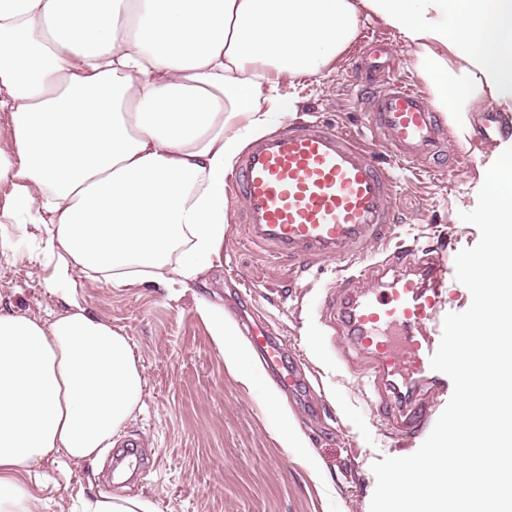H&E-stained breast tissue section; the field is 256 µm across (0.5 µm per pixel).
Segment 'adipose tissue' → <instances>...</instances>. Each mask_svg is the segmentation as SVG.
Returning <instances> with one entry per match:
<instances>
[{
	"mask_svg": "<svg viewBox=\"0 0 512 512\" xmlns=\"http://www.w3.org/2000/svg\"><path fill=\"white\" fill-rule=\"evenodd\" d=\"M417 50L444 115L512 104V0H0V223L29 224L63 307L0 296V512H41L48 459L105 458L143 394L127 337L67 284L185 285L220 261L226 178L290 114L285 77L320 76L365 22ZM197 313L252 381L219 309ZM77 512H159L148 497L78 494Z\"/></svg>",
	"mask_w": 512,
	"mask_h": 512,
	"instance_id": "ef3b65f1",
	"label": "adipose tissue"
}]
</instances>
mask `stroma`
<instances>
[{"label": "stroma", "instance_id": "1", "mask_svg": "<svg viewBox=\"0 0 512 512\" xmlns=\"http://www.w3.org/2000/svg\"><path fill=\"white\" fill-rule=\"evenodd\" d=\"M372 35L385 37L394 53L416 64L415 49L394 31L367 23L324 76L303 81L295 119L314 115L341 128H364L351 76ZM451 146L465 155L455 170L398 174L394 237L410 251L455 254L480 239L459 214L476 207L481 170L496 148L473 134L452 138ZM1 231L19 241L21 253L14 262L0 260V293L37 317L58 311L60 303L49 291L52 264L27 256L35 246L29 230L0 223ZM336 266L322 259L288 266L249 243L243 225L231 223L220 263L190 287L75 279L83 305L129 338L145 386L123 438L105 459L68 466L50 459L38 467L44 512H69L80 492L115 490L151 497L160 512H370L372 464L414 454L425 437L388 429L375 407L362 400L356 373L365 357L347 350L351 369L344 373L332 362L330 317L308 305L306 292L329 282ZM202 299L223 308L240 346L248 344L246 319L282 338L296 384L279 389L263 371L248 384L230 371L196 312ZM271 394L306 437L307 452L283 446L279 421L266 404Z\"/></svg>", "mask_w": 512, "mask_h": 512}]
</instances>
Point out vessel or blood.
<instances>
[{
	"label": "vessel or blood",
	"instance_id": "obj_1",
	"mask_svg": "<svg viewBox=\"0 0 512 512\" xmlns=\"http://www.w3.org/2000/svg\"><path fill=\"white\" fill-rule=\"evenodd\" d=\"M355 72V96L367 105L369 140L312 118L278 128L254 141L233 174L229 192L239 201L236 219L249 240L274 256L297 262L314 257L338 261L337 282L383 228L395 221L396 169L428 167L451 159L450 133L423 91L390 73L391 54L364 52ZM386 143L387 160L376 147ZM453 258L424 252L392 262L385 287H369L347 296L340 316L342 347L369 358L361 375L370 392H391L392 406L381 417L408 434L426 428L430 411L419 390L436 394L448 387L447 375L434 371L448 313V270ZM252 348L282 386L295 381L279 339L249 325Z\"/></svg>",
	"mask_w": 512,
	"mask_h": 512
}]
</instances>
